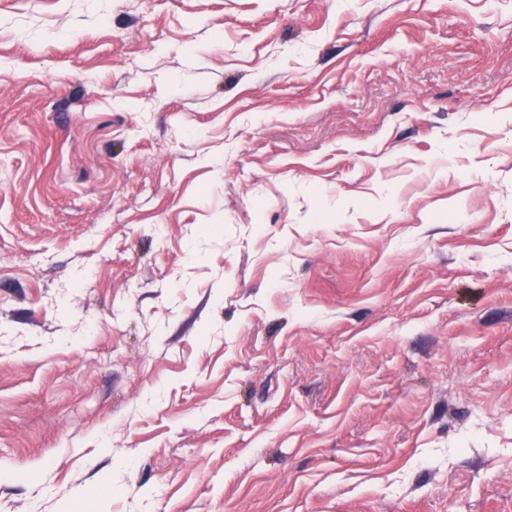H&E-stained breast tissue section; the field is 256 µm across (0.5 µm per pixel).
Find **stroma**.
Segmentation results:
<instances>
[{
    "mask_svg": "<svg viewBox=\"0 0 512 512\" xmlns=\"http://www.w3.org/2000/svg\"><path fill=\"white\" fill-rule=\"evenodd\" d=\"M0 512H512V0H0Z\"/></svg>",
    "mask_w": 512,
    "mask_h": 512,
    "instance_id": "35a3bbf8",
    "label": "stroma"
}]
</instances>
